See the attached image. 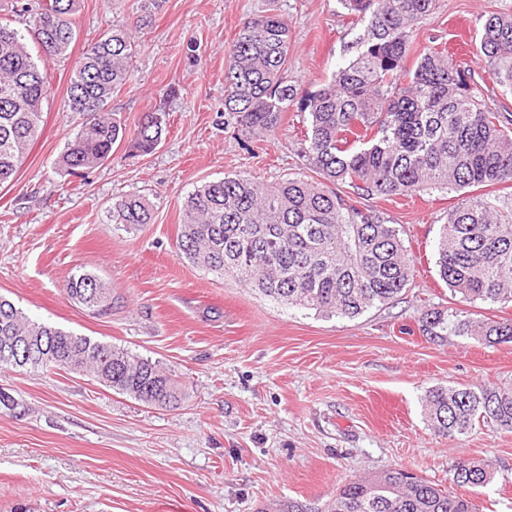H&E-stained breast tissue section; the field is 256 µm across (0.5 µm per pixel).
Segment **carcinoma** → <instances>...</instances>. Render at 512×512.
<instances>
[{
    "mask_svg": "<svg viewBox=\"0 0 512 512\" xmlns=\"http://www.w3.org/2000/svg\"><path fill=\"white\" fill-rule=\"evenodd\" d=\"M438 0H341L364 27L352 56L313 94L288 83L292 41L274 9L246 16L226 53L225 124L246 140L273 131L293 102L309 114L303 157L311 175L273 185L226 176L197 187L177 229L179 257L228 275L292 307L355 318L393 301L414 278L399 230L340 188L366 197L458 194L435 243L440 278L466 300L512 301V208L481 189L512 185V121L497 111L463 67L436 45H420L413 27ZM79 0H46L27 33L0 23V186L13 180L41 135L47 78L40 65L65 54L76 36ZM476 54L491 79L512 93V10L488 15ZM132 28L116 25L75 61L65 111L84 121L58 164L82 176L131 138L148 154L167 127L164 112L144 115L133 133L114 117L112 94L129 81ZM153 205L140 194L112 202L114 224H149ZM69 298L96 315L112 312V289L91 272L71 278ZM419 330L488 343L512 342V319H477L429 308ZM0 368L78 371L148 406L173 407L185 392L172 374L110 343L33 319L0 296ZM425 415L441 436L476 425L512 432V388L434 387ZM493 472L461 459L452 480L483 487ZM320 512H474L472 504L400 468L348 481Z\"/></svg>",
    "mask_w": 512,
    "mask_h": 512,
    "instance_id": "carcinoma-1",
    "label": "carcinoma"
}]
</instances>
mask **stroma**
<instances>
[{
  "mask_svg": "<svg viewBox=\"0 0 512 512\" xmlns=\"http://www.w3.org/2000/svg\"><path fill=\"white\" fill-rule=\"evenodd\" d=\"M143 3L80 0L67 55L45 66L42 134L0 187V295L32 318L151 359L186 397L160 409L65 370H0V390L19 403L0 410V512H277L291 500L320 506L349 480L389 467L475 512H512V432L479 426L445 438L424 414L435 386L512 388V343L434 342L418 328L430 307L512 318L511 301H466L437 274L434 244L454 194L368 199L399 229L415 275L396 301L353 319L283 305L177 255L184 203L201 184L236 174L272 184L305 170L309 115L298 105L248 142L224 124L225 51L242 18L270 7L284 15L288 81L313 92L361 31L340 0H160L135 31L133 75L111 102L131 128L166 113L160 143L135 157L120 144L82 178L57 168L83 121L64 109L75 61L113 25L139 19ZM506 9L512 0H439L416 29L512 115V94L471 46L485 17ZM133 193L154 211L132 231L108 211ZM82 271L110 285L111 314L68 297ZM462 456L486 461L493 481L456 486Z\"/></svg>",
  "mask_w": 512,
  "mask_h": 512,
  "instance_id": "obj_1",
  "label": "stroma"
}]
</instances>
